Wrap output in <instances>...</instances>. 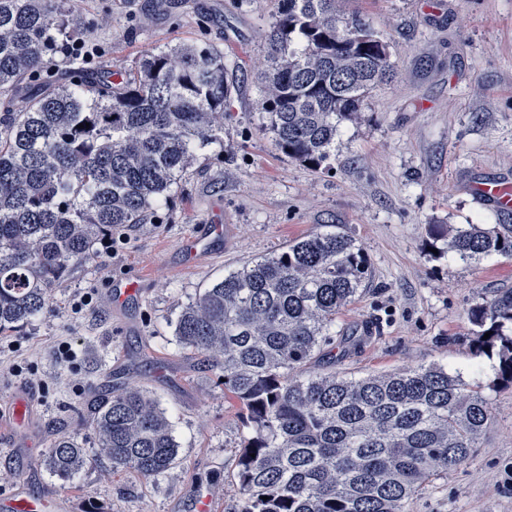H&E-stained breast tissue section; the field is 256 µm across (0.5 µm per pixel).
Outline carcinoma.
I'll return each instance as SVG.
<instances>
[{
    "instance_id": "obj_1",
    "label": "carcinoma",
    "mask_w": 512,
    "mask_h": 512,
    "mask_svg": "<svg viewBox=\"0 0 512 512\" xmlns=\"http://www.w3.org/2000/svg\"><path fill=\"white\" fill-rule=\"evenodd\" d=\"M337 3L279 0L271 65L258 78L276 148L313 167L330 158L340 122L394 76L387 43ZM76 39L87 34L72 0H0V333L42 311L109 234L162 223L161 207L202 151L224 143V51L178 42L114 80L67 56ZM446 235L466 261L512 256L509 224ZM368 282L350 235L313 233L225 274L179 314L180 344L209 355L245 411L235 512H407L475 447L491 408L484 386L457 372L307 373L332 354L336 316ZM469 318L473 347L496 357L498 383L512 385V288ZM92 413L112 467L148 479L174 464L172 425L147 391L114 389ZM85 463L74 439L54 441L45 456L63 480Z\"/></svg>"
}]
</instances>
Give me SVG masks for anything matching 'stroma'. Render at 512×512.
<instances>
[{"instance_id":"35a3bbf8","label":"stroma","mask_w":512,"mask_h":512,"mask_svg":"<svg viewBox=\"0 0 512 512\" xmlns=\"http://www.w3.org/2000/svg\"><path fill=\"white\" fill-rule=\"evenodd\" d=\"M103 60L123 71L143 53L180 40L224 51L235 82L224 110V143L164 208L162 224L124 230L113 251L78 270L22 329L0 335V409L18 385L38 395L33 451L0 453V470L27 477L79 504L81 512H193L198 490L215 512H234L242 407L216 381L206 355L182 347L174 321L185 304L228 271L316 231L353 237L371 272L336 318L356 337L338 362L311 372L355 376L438 364L486 384L491 419L476 448L407 504V512H512V385L489 389L496 359L469 347L470 310L512 288V257L462 261L447 226L511 224L512 213L475 199L466 183L512 177V0H343L389 46L395 69L355 118L342 121L327 168L278 151L258 106L270 66L266 35L278 0H77ZM197 224L231 234L213 254L185 264L182 239ZM144 274L143 300L120 314L105 302L112 278ZM102 301L73 313L84 293ZM75 362H65L63 345ZM118 388L149 391L180 444L170 470L144 478L116 469L88 427L89 407ZM63 436L87 463L68 482L46 470L43 450Z\"/></svg>"}]
</instances>
